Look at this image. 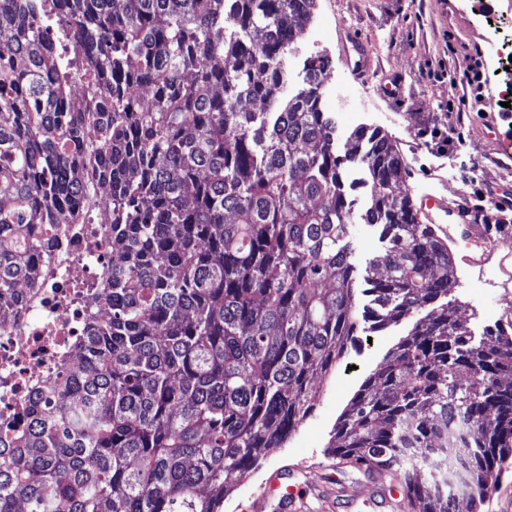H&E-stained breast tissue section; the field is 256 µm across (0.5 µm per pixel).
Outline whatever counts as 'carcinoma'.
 <instances>
[{"instance_id": "carcinoma-1", "label": "carcinoma", "mask_w": 512, "mask_h": 512, "mask_svg": "<svg viewBox=\"0 0 512 512\" xmlns=\"http://www.w3.org/2000/svg\"><path fill=\"white\" fill-rule=\"evenodd\" d=\"M315 0H0V305L110 190L112 280L10 434L0 512H221L314 409L359 332L415 319L329 454L398 475L412 512H468L512 456V334L448 298V243L400 189L391 138L334 146L323 57L289 93ZM81 86L84 105H70ZM152 102L140 103L143 89ZM381 229L357 308L346 165ZM431 310L420 316L426 307Z\"/></svg>"}]
</instances>
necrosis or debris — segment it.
<instances>
[{"instance_id":"4bbe7bcc","label":"necrosis or debris","mask_w":512,"mask_h":512,"mask_svg":"<svg viewBox=\"0 0 512 512\" xmlns=\"http://www.w3.org/2000/svg\"><path fill=\"white\" fill-rule=\"evenodd\" d=\"M79 224L61 225L46 242L59 261L43 269L38 288L0 307V424L23 426L25 410L52 377L61 357H75L83 334L72 299L75 286L97 288L112 271V239L88 248Z\"/></svg>"}]
</instances>
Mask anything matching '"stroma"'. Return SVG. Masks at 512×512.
Segmentation results:
<instances>
[{
  "mask_svg": "<svg viewBox=\"0 0 512 512\" xmlns=\"http://www.w3.org/2000/svg\"><path fill=\"white\" fill-rule=\"evenodd\" d=\"M308 28L332 62L322 106L336 120L338 153L349 149L353 129L377 128L395 141L404 158L408 174L401 189L408 194L436 193L453 209L474 205L479 195L497 189L512 190V170L491 167L486 160L493 144L512 143V0H317ZM353 37L369 49L360 66L344 52ZM443 65L449 81L434 82L431 72ZM475 74L480 77L476 88L466 83ZM486 106L499 116L495 125L480 118ZM452 111L463 113V121L450 122ZM370 193V186L360 183L350 192L349 232L359 289L382 249L377 229L361 218ZM490 218L484 230L499 253L481 271L471 262L465 226L439 228L453 253L450 295L477 334L495 325L497 284L502 271L512 272V210ZM411 327L404 320L361 338L323 381L312 414L282 447L260 460L248 484L237 485L225 498L224 512H246L260 485L282 473L295 484L320 476L326 485L363 495L364 471L336 463L327 447L361 384Z\"/></svg>",
  "mask_w": 512,
  "mask_h": 512,
  "instance_id": "stroma-1",
  "label": "stroma"
}]
</instances>
